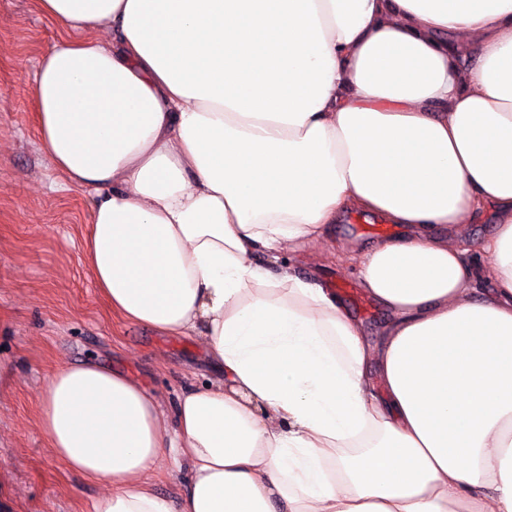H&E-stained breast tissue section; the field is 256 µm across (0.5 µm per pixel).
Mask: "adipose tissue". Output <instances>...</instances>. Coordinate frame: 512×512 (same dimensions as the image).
Segmentation results:
<instances>
[{
	"instance_id": "obj_1",
	"label": "adipose tissue",
	"mask_w": 512,
	"mask_h": 512,
	"mask_svg": "<svg viewBox=\"0 0 512 512\" xmlns=\"http://www.w3.org/2000/svg\"><path fill=\"white\" fill-rule=\"evenodd\" d=\"M38 3L64 30L40 149L94 192L81 259L209 367L171 405L94 358L47 378L93 512H512V0ZM353 213L404 232L333 241ZM330 241L378 341L280 261Z\"/></svg>"
}]
</instances>
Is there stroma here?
<instances>
[{
  "instance_id": "1",
  "label": "stroma",
  "mask_w": 512,
  "mask_h": 512,
  "mask_svg": "<svg viewBox=\"0 0 512 512\" xmlns=\"http://www.w3.org/2000/svg\"><path fill=\"white\" fill-rule=\"evenodd\" d=\"M61 30L36 0H0V506L7 512H92L104 491L68 469L38 427L41 389L58 365L88 357L174 400L206 372L192 343L112 312L79 257L92 195L63 187L38 149L33 79ZM342 260L322 267L375 338L388 315Z\"/></svg>"
}]
</instances>
